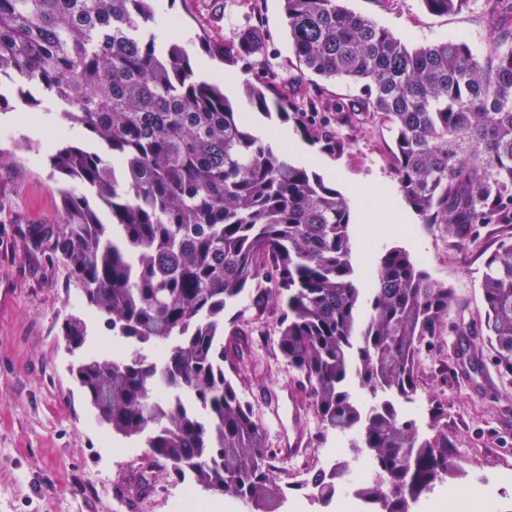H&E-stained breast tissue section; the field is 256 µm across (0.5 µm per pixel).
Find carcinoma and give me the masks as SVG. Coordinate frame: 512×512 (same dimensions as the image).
<instances>
[{
  "mask_svg": "<svg viewBox=\"0 0 512 512\" xmlns=\"http://www.w3.org/2000/svg\"><path fill=\"white\" fill-rule=\"evenodd\" d=\"M303 76H290L302 104L271 86L242 82L232 99L200 78L173 36L148 27L153 0H0V111L18 100L52 105L94 141L50 155L64 223L36 229L34 243L60 255L89 307L115 335L168 345L161 358L87 354L75 374L98 418L125 438H145L150 457L196 485L229 495L251 512H284L279 457L252 404L234 382L254 341L224 311L263 276L285 308L275 347L308 394L321 428L350 436L336 473L311 469L317 502L327 505L350 462L367 456L363 488L374 512H414L422 497L460 473L448 437V407L427 408L428 434L398 416L384 395L417 396L421 355L460 304L454 289L393 247L377 260L369 288L351 260L345 197L316 171L256 134V120L294 123L321 151L348 148L319 117H379L392 133L393 167L403 196L428 224L457 235L512 202V0H485L498 20L483 58L444 40L409 46L342 0H281ZM438 14L470 0H423ZM229 63L265 55L260 26L237 41H206ZM361 85L362 96L332 103L317 79ZM112 216L101 220L99 210ZM480 288L484 329L455 323L472 370L491 366L512 383V236L485 259ZM63 335L84 346L86 321L66 319ZM356 385L372 403H360ZM200 403L198 415L181 401Z\"/></svg>",
  "mask_w": 512,
  "mask_h": 512,
  "instance_id": "carcinoma-1",
  "label": "carcinoma"
}]
</instances>
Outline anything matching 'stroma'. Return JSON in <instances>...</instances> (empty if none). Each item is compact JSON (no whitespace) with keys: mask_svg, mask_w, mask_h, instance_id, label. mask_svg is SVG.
Wrapping results in <instances>:
<instances>
[{"mask_svg":"<svg viewBox=\"0 0 512 512\" xmlns=\"http://www.w3.org/2000/svg\"><path fill=\"white\" fill-rule=\"evenodd\" d=\"M348 10L374 19L409 45L445 39L467 43L484 56L490 24L484 0L460 13L434 14L422 0H343ZM159 24L177 23L192 65L211 60L216 73L247 79L244 64L210 59L205 37L230 42L249 24L268 34L266 56L277 74L296 71L281 0H154ZM269 134L287 132L290 158L314 166L341 192L351 212L352 264L362 287H370L377 258L405 249L431 276L454 288L461 315L472 328L484 318L480 281L485 260L478 243L512 233V204L491 213L488 223L457 236L444 224H427L408 205L391 165L393 142L386 125L369 119L341 125L349 147L338 157L303 138L293 123L272 119ZM83 141L80 128L32 120L25 107L0 112V512H170L182 481L152 464L144 440L113 434L101 423L71 366L62 335L65 320L85 319L86 350L108 353L114 337L103 316L88 310L80 284L64 260L34 247L35 226L62 221L60 188L49 147L55 133ZM267 288L265 299L245 292L227 314L240 328L260 330L265 342L240 361L236 381L253 404L271 447L280 449L281 481L289 504L322 512L291 481L294 470L316 466L321 451L346 445L345 436L323 430L309 397L273 350L280 307ZM460 338L445 324L419 364V389L404 416L418 418L429 399L448 406V435L461 456L463 475L422 499L415 512H448V500L470 501L471 512H512V385L491 367L475 372L458 364ZM295 456H285L288 448ZM152 485L137 493L140 477Z\"/></svg>","mask_w":512,"mask_h":512,"instance_id":"35a3bbf8","label":"stroma"}]
</instances>
